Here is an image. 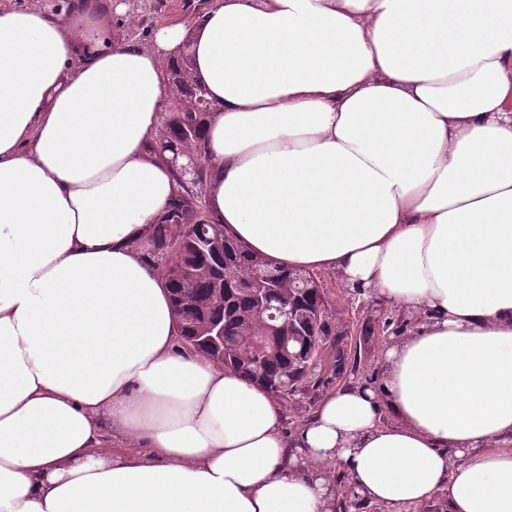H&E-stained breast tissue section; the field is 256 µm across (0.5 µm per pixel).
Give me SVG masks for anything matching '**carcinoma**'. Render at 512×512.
I'll return each mask as SVG.
<instances>
[{
  "instance_id": "1",
  "label": "carcinoma",
  "mask_w": 512,
  "mask_h": 512,
  "mask_svg": "<svg viewBox=\"0 0 512 512\" xmlns=\"http://www.w3.org/2000/svg\"><path fill=\"white\" fill-rule=\"evenodd\" d=\"M175 90L196 97L207 96L206 89L191 77L189 61L182 57L169 71ZM211 113L197 112L188 105L176 106L167 112L163 121V138L157 145L159 153L173 154L183 148L202 160L195 177L183 175L179 169L174 175L182 191L175 203L153 225V249L147 259L159 265L167 276L174 308L179 315L183 336H198L199 328L206 323L224 325V340L228 348L212 350V358L230 371L266 388L279 400L318 391L329 383L324 378L326 365H331L335 375H342L352 366L341 349L329 356H322V342L337 336L335 324L329 317L327 291L313 272L280 267L259 254L252 252L239 239L224 235V260L216 261L193 245L194 235L187 226L200 224L207 209L195 210L201 186L211 173L204 131ZM180 259V264L192 271L186 279L176 276L167 263L169 254ZM263 272L272 280L283 284V290L269 300L270 309L260 320L251 321L252 297L250 281L253 275ZM303 311V330L316 337L310 345L311 356L299 361L295 357L271 355V345L277 337L288 331V309ZM384 331L403 334L411 322L400 314H389L382 321Z\"/></svg>"
}]
</instances>
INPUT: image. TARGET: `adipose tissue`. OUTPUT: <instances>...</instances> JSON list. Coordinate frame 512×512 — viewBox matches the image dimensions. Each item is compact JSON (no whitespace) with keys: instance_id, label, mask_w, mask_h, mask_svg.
<instances>
[{"instance_id":"adipose-tissue-1","label":"adipose tissue","mask_w":512,"mask_h":512,"mask_svg":"<svg viewBox=\"0 0 512 512\" xmlns=\"http://www.w3.org/2000/svg\"><path fill=\"white\" fill-rule=\"evenodd\" d=\"M0 6V512H512V0ZM189 52L212 223L416 324L294 431L184 345L151 228ZM211 1L121 0L127 6V13L122 17L113 16V32L149 44L158 26L178 22L190 25L197 12L202 13ZM169 74L175 92L177 90L186 95L196 93L195 98L205 97L208 99L206 89L201 84L195 82L191 77L187 56H182L181 60L170 68Z\"/></svg>"}]
</instances>
